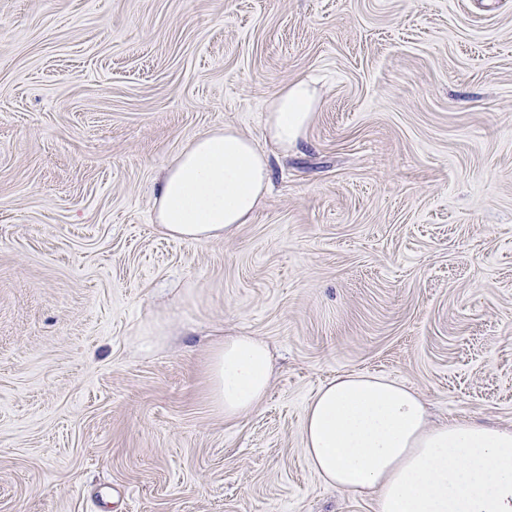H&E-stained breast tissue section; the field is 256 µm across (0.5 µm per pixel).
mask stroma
Here are the masks:
<instances>
[{"label":"stroma","mask_w":512,"mask_h":512,"mask_svg":"<svg viewBox=\"0 0 512 512\" xmlns=\"http://www.w3.org/2000/svg\"><path fill=\"white\" fill-rule=\"evenodd\" d=\"M299 77L252 220L166 237L161 168ZM237 335L273 377L228 421ZM346 373L512 427V0H0V512H377L304 453ZM318 105L315 82L297 78L276 90L267 101L265 136L288 152L304 136ZM213 402L224 419H237L265 397L271 367L265 345L250 336H229L213 347L209 364Z\"/></svg>","instance_id":"1"}]
</instances>
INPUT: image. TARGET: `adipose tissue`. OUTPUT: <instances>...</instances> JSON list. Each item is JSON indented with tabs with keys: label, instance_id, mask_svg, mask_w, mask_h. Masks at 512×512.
Wrapping results in <instances>:
<instances>
[{
	"label": "adipose tissue",
	"instance_id": "1",
	"mask_svg": "<svg viewBox=\"0 0 512 512\" xmlns=\"http://www.w3.org/2000/svg\"><path fill=\"white\" fill-rule=\"evenodd\" d=\"M318 105L301 77L267 102L265 136L297 145ZM257 143L227 125L194 137L165 167L156 221L167 236L196 241L231 236L249 223L269 184ZM213 402L237 419L265 397V345L229 336L210 355ZM304 448L312 469L337 489L378 494V512H512V428L475 422L429 425L423 399L384 376L342 374L310 400Z\"/></svg>",
	"mask_w": 512,
	"mask_h": 512
}]
</instances>
